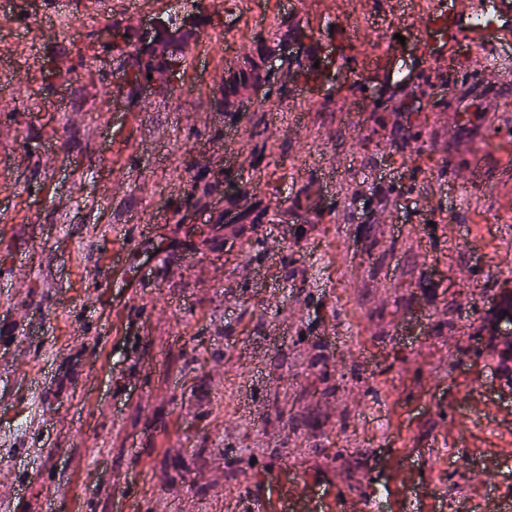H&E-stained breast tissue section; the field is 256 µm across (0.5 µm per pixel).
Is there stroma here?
I'll use <instances>...</instances> for the list:
<instances>
[{
	"label": "stroma",
	"mask_w": 512,
	"mask_h": 512,
	"mask_svg": "<svg viewBox=\"0 0 512 512\" xmlns=\"http://www.w3.org/2000/svg\"><path fill=\"white\" fill-rule=\"evenodd\" d=\"M433 6L0 0V512H248L268 481L269 512H502L512 12L425 55ZM180 11L192 99L130 96ZM359 19L397 29L382 64L342 45ZM283 20L299 54L225 105ZM148 58L143 57L144 52L140 48L135 47L131 55L127 57L126 65L128 66L129 84L132 93H137L143 82L148 81L147 75L164 70L161 64H154V52L150 49ZM145 53V54H146ZM128 75L125 74V80L128 81Z\"/></svg>",
	"instance_id": "obj_1"
}]
</instances>
